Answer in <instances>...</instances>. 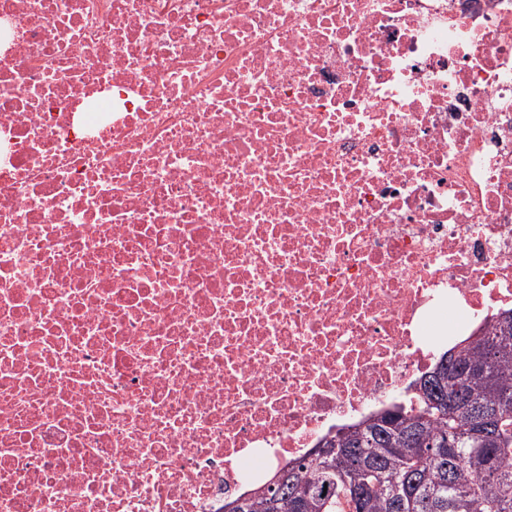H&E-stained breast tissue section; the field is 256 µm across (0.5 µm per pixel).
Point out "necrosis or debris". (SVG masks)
<instances>
[{"label": "necrosis or debris", "mask_w": 512, "mask_h": 512, "mask_svg": "<svg viewBox=\"0 0 512 512\" xmlns=\"http://www.w3.org/2000/svg\"><path fill=\"white\" fill-rule=\"evenodd\" d=\"M0 512H222L512 305V0H0Z\"/></svg>", "instance_id": "4bbe7bcc"}]
</instances>
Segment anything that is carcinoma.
<instances>
[{
	"label": "carcinoma",
	"instance_id": "cac0c4a2",
	"mask_svg": "<svg viewBox=\"0 0 512 512\" xmlns=\"http://www.w3.org/2000/svg\"><path fill=\"white\" fill-rule=\"evenodd\" d=\"M458 375L424 374L399 403L241 495L240 512H512V322L444 351Z\"/></svg>",
	"mask_w": 512,
	"mask_h": 512
}]
</instances>
